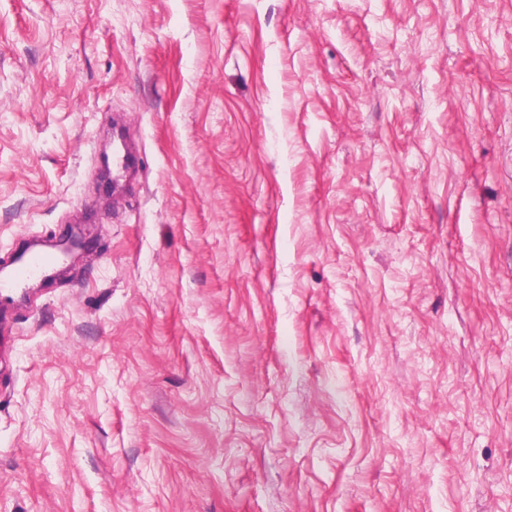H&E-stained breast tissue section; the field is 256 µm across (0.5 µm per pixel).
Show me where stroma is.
Segmentation results:
<instances>
[{"label":"stroma","instance_id":"obj_1","mask_svg":"<svg viewBox=\"0 0 512 512\" xmlns=\"http://www.w3.org/2000/svg\"><path fill=\"white\" fill-rule=\"evenodd\" d=\"M0 512H512V0H0ZM49 264L50 261L47 258L38 254L21 257L11 272L7 274L1 272L0 292L21 288L27 280L46 273Z\"/></svg>","mask_w":512,"mask_h":512}]
</instances>
